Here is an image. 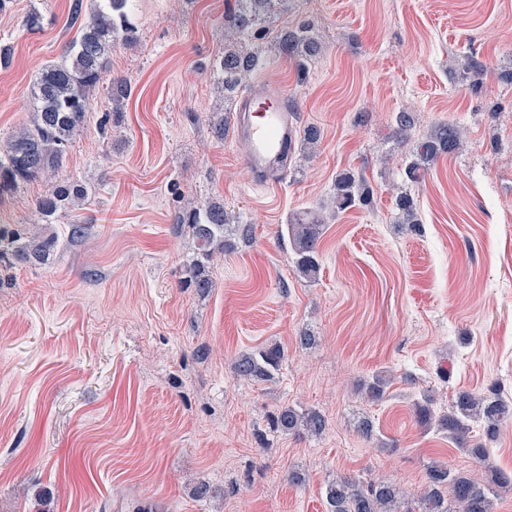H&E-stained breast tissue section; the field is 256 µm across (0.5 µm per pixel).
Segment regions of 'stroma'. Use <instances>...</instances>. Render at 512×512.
<instances>
[{"label":"stroma","instance_id":"obj_1","mask_svg":"<svg viewBox=\"0 0 512 512\" xmlns=\"http://www.w3.org/2000/svg\"><path fill=\"white\" fill-rule=\"evenodd\" d=\"M74 4L12 0L0 12L13 52L0 68V144L29 124V86L75 36ZM228 9L136 0L138 40L109 57L130 88L110 138L102 94L57 174L4 207L25 224L56 178L88 189L53 224L47 262L0 284V512H326L340 475H382L416 499L434 463L483 481L512 473V423L488 441L485 468L413 416L424 393L444 408L461 390L512 397V0H294L281 24L309 25L321 51L301 76L264 49L255 78L285 84L321 141L275 190L253 185L243 146L209 126L235 110L212 77ZM467 55L489 67L476 89L459 66ZM401 112L415 139L448 119L464 130L462 149L416 182L393 133ZM346 171L368 182L371 208H325ZM401 188L421 232L395 221ZM209 200L251 231L215 254L202 296L181 285L194 244L174 225ZM301 211L323 221L312 282L277 238ZM77 220L86 232L73 240ZM271 344L286 354L274 379L233 376L235 357ZM379 372L390 383L371 403L361 385ZM288 404L321 412L326 432L272 431ZM360 417L372 437L354 430Z\"/></svg>","mask_w":512,"mask_h":512}]
</instances>
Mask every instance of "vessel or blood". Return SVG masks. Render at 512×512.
<instances>
[{
  "label": "vessel or blood",
  "mask_w": 512,
  "mask_h": 512,
  "mask_svg": "<svg viewBox=\"0 0 512 512\" xmlns=\"http://www.w3.org/2000/svg\"><path fill=\"white\" fill-rule=\"evenodd\" d=\"M297 104L278 82L256 84L242 97L235 139L245 152L242 162L266 186L282 182L295 146Z\"/></svg>",
  "instance_id": "vessel-or-blood-1"
}]
</instances>
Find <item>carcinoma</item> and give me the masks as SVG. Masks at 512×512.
Here are the masks:
<instances>
[{"instance_id": "1", "label": "carcinoma", "mask_w": 512, "mask_h": 512, "mask_svg": "<svg viewBox=\"0 0 512 512\" xmlns=\"http://www.w3.org/2000/svg\"><path fill=\"white\" fill-rule=\"evenodd\" d=\"M88 13H82V0H76L74 18L79 20L78 33L65 47L63 55L44 66L34 77L29 91L35 109L30 125L17 130L0 146V205L3 194L40 176L55 172L75 142L76 136L92 112L100 88H105L115 106L128 96L125 78L112 77L105 82L109 55L117 44L136 39V27L129 18L132 0H92ZM289 11L286 0H234L224 14V52L214 59L213 74L224 90L233 92L244 86L261 63L256 41L272 35L270 46L295 60L297 70H306L320 46L303 25L278 27L276 22ZM462 68L477 84L487 66L474 58H465ZM463 131L452 120L435 125L426 137L415 141L407 157V173L416 181L443 155L456 153L462 144ZM300 152L311 149L320 140L315 126H306L297 133ZM87 189L77 179L66 177L36 200L38 222L52 224L73 211L86 199ZM338 212L352 207L367 208L372 204L369 187L353 173L336 177L330 200ZM399 220L413 227L420 224L414 197L402 192L395 198ZM232 213L218 201H208L179 213L176 228H186L195 244V256L186 268V286L199 294L213 288L206 263L217 251L231 247L234 232L247 234L248 228L234 225ZM322 232L320 220L299 216L288 220L281 237L289 238L292 261L302 277L316 279L318 245ZM58 239L54 235L33 233L28 224H11L0 219V269L16 265L42 263L54 252ZM285 353L278 345L244 353L232 362V372L243 381H268L279 370ZM385 375L377 373L364 385L365 398L371 402L384 398ZM417 423L425 429L436 428L461 448L488 462L486 449L471 442L472 424L483 425L488 438L512 421V399L498 390L476 395L460 391L448 410H436L431 400L415 402ZM273 427L283 433L320 437L328 421L320 412L297 406H284L273 414ZM512 489V475L501 471L491 476V484L455 474L446 466L433 464L427 468V485L419 500L414 501L385 479L360 480L347 476L328 483L325 492L328 512H492L493 498Z\"/></svg>"}]
</instances>
